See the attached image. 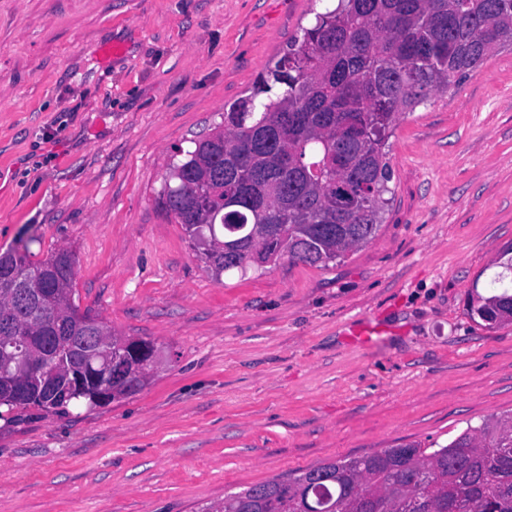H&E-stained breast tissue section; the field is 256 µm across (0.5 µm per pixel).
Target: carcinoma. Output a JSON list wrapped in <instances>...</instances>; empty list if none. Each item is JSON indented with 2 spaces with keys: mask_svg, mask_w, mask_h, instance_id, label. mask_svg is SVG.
<instances>
[{
  "mask_svg": "<svg viewBox=\"0 0 512 512\" xmlns=\"http://www.w3.org/2000/svg\"><path fill=\"white\" fill-rule=\"evenodd\" d=\"M512 47V0H335L315 14L249 96L192 147L178 149L162 203L216 275L256 263L327 267L379 231L390 193L389 139L402 114L453 78ZM275 224L268 239L265 225ZM248 239L233 258L214 241ZM76 258L66 249L36 262L0 252V337L28 342L75 381L61 403L32 386L18 401L8 346L0 356V407L64 414L111 385L104 356L126 337L73 299ZM512 314L506 290L477 296L473 313ZM132 372L114 398L143 387ZM512 512V414L467 427L445 444L419 442L343 457L205 503L198 512Z\"/></svg>",
  "mask_w": 512,
  "mask_h": 512,
  "instance_id": "1",
  "label": "carcinoma"
}]
</instances>
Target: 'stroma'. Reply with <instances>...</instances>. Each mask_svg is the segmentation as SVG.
<instances>
[{"label":"stroma","mask_w":512,"mask_h":512,"mask_svg":"<svg viewBox=\"0 0 512 512\" xmlns=\"http://www.w3.org/2000/svg\"><path fill=\"white\" fill-rule=\"evenodd\" d=\"M317 10L0 0V250H72L80 310L164 358L108 405L0 421V512H193L512 412V321L471 312L512 246L511 48L405 114L386 220L341 263L217 278L160 204L177 148Z\"/></svg>","instance_id":"35a3bbf8"}]
</instances>
